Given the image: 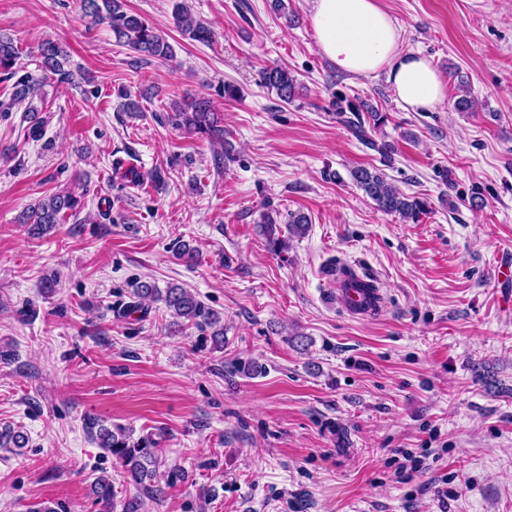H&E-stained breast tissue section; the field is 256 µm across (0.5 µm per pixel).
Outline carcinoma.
<instances>
[{"mask_svg":"<svg viewBox=\"0 0 512 512\" xmlns=\"http://www.w3.org/2000/svg\"><path fill=\"white\" fill-rule=\"evenodd\" d=\"M84 16L94 25L108 24L118 43L136 53L141 59L154 58L166 60L172 56V47L158 29L150 26L140 16L125 11L124 0H81ZM174 26L182 34L199 43L212 41L213 31L205 23L197 20L183 5L178 4L173 12ZM41 68L57 77L58 82L72 84L76 81L73 70L67 68L69 54L62 44L45 41L39 48ZM18 57V48L14 39L0 33V73L12 78L14 65ZM260 83L276 91L278 97L288 101L294 97L297 83L288 70L273 66L260 71ZM38 86L26 77L18 78L13 84L11 102L0 107L3 112L36 96ZM339 115L354 137L376 151L385 162L391 160L394 147L383 141L378 143L371 138L370 131L377 129L385 114L372 110L363 113L360 108L347 105ZM167 121L177 127L202 134L211 140L224 144V127L205 98L189 95L172 108ZM350 177L357 187L374 202L376 209L391 215H397L405 221L417 222L426 212V202L417 196H408L399 192L386 180L384 174L364 166L350 170ZM84 206V195L73 190L60 191L41 200L29 208L23 216L24 223L30 225V233L42 236L44 231L55 227L68 213H77ZM309 219L303 213L288 215V234L303 237L308 232ZM260 231L267 241L269 249L279 254L285 248L283 239L275 236L276 222L267 213L262 215ZM134 301L128 305L127 312H143L150 303L161 302L172 313L175 324L184 321L213 330V336L224 335L220 327V317L209 310L197 297L185 288L170 286L164 290L147 281H135L130 285ZM85 430L92 439L116 459L135 484L141 485L153 473L146 471L147 466L157 463V443L149 436L137 440L131 439V433L121 427L112 429L102 421L91 418L85 423ZM27 437L24 432L6 427L0 430V448H24ZM97 504L101 512H114L115 493L112 482L99 477L95 483Z\"/></svg>","mask_w":512,"mask_h":512,"instance_id":"cac0c4a2","label":"carcinoma"}]
</instances>
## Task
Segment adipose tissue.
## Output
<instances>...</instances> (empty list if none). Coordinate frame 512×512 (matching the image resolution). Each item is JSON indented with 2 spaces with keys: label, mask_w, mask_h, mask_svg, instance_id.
Returning <instances> with one entry per match:
<instances>
[{
  "label": "adipose tissue",
  "mask_w": 512,
  "mask_h": 512,
  "mask_svg": "<svg viewBox=\"0 0 512 512\" xmlns=\"http://www.w3.org/2000/svg\"><path fill=\"white\" fill-rule=\"evenodd\" d=\"M317 45L350 75L386 72L398 102L412 112L447 104L445 84L431 60L402 48L403 31L377 0H312Z\"/></svg>",
  "instance_id": "adipose-tissue-1"
}]
</instances>
